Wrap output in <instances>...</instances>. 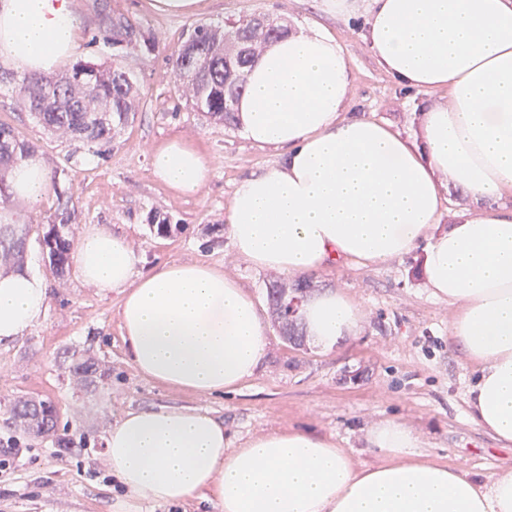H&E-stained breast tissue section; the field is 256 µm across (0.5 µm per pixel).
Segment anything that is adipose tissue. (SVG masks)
I'll list each match as a JSON object with an SVG mask.
<instances>
[{"mask_svg":"<svg viewBox=\"0 0 512 512\" xmlns=\"http://www.w3.org/2000/svg\"><path fill=\"white\" fill-rule=\"evenodd\" d=\"M73 0H0L8 65L38 74L76 57ZM401 87L432 93L417 134L346 117L351 73L340 43L318 27L267 44L235 105L242 133L278 149L276 163L242 180L225 217L235 257L302 277L338 263L381 264L423 249L421 278L453 309L449 339L472 369V422L512 445V0H370L362 33ZM447 99H440V92ZM156 177L183 196L211 175L208 158L174 139L152 155ZM460 189L478 206L442 223ZM51 190L44 161L12 171L14 198ZM80 279L121 296L130 364L169 389L236 392L262 364L267 328L237 279L202 261L139 272L125 235L96 224L79 236ZM49 286L0 271V343L23 336L48 307ZM307 335L333 347L359 334L364 313L341 290L305 300ZM381 460L357 465L332 437L279 430L237 444L199 407L129 410L105 438L106 463L137 499L204 500L217 512H512V470L485 479L429 457L398 420L370 427Z\"/></svg>","mask_w":512,"mask_h":512,"instance_id":"adipose-tissue-1","label":"adipose tissue"}]
</instances>
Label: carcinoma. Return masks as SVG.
Listing matches in <instances>:
<instances>
[{"label":"carcinoma","mask_w":512,"mask_h":512,"mask_svg":"<svg viewBox=\"0 0 512 512\" xmlns=\"http://www.w3.org/2000/svg\"><path fill=\"white\" fill-rule=\"evenodd\" d=\"M288 27L267 18L266 31L256 32L252 18L228 20L224 25L198 24L189 35L187 50L177 49L171 56L173 82L188 102L216 123L229 125L234 113L225 108L230 96H240L246 87V73L261 48L279 37ZM134 26L118 19L112 23V44L136 45ZM19 95L42 128L76 147H93L112 142L135 118L142 93L135 77L115 55L112 63L94 67L77 64L71 70L23 77ZM35 152L16 129L0 123V205L10 199L8 176L13 168ZM75 210L65 202L48 224L43 236L50 267L62 274L68 267L72 246L71 224ZM26 251V234L10 227L0 230V259L21 263ZM305 280L276 281L266 288V299L274 326L287 341L296 343L303 336L299 313L288 315L286 306L306 295ZM13 413L27 432L35 436L56 431L59 413L50 399L19 400Z\"/></svg>","instance_id":"cac0c4a2"}]
</instances>
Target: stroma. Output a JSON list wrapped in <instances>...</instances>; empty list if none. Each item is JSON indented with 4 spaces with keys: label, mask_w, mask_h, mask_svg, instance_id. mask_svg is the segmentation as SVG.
<instances>
[{
    "label": "stroma",
    "mask_w": 512,
    "mask_h": 512,
    "mask_svg": "<svg viewBox=\"0 0 512 512\" xmlns=\"http://www.w3.org/2000/svg\"><path fill=\"white\" fill-rule=\"evenodd\" d=\"M153 2L74 0L78 61L111 63L112 22L120 17L156 42L154 51L140 46L125 56L144 99L134 123L105 153L75 148L44 131L15 89V70L0 63V123L33 143L57 179L56 192L41 205L13 198L4 208L27 231L24 265L47 280L50 300L43 321L18 341L0 345V448L14 449L0 468V512H214L206 501L143 503L112 481L104 448L112 423L129 409L172 405L211 410L241 441L309 428L333 436L360 465L379 459L366 439L368 429L395 418L422 436L434 459L479 475L512 470V445L498 442L469 416L470 367L448 339L453 310L424 288L419 254L312 274L315 291L343 290L364 310L360 335L326 351L307 341L290 345L269 329L264 365L238 393L224 397L176 392L137 374L121 336L120 295L84 285L74 270L60 278L50 269L42 238L59 199L68 198L75 207L74 233L101 224L125 234L141 257L140 269L203 260L265 302L274 274L233 256L224 217L238 184L271 166L277 152L253 145L237 126L210 123L181 98L169 57L196 24L260 14L282 18L292 30H327L343 46L352 75L346 114L363 113L406 134L418 129L426 96L399 87L373 59L360 33L367 0H358L354 19L336 14L328 0H204L199 13L185 16L159 12ZM173 138L188 141L212 163V175L196 195L175 193L152 172L154 151ZM155 213L169 217L168 235H157L150 224ZM75 361L93 365L78 382L70 372ZM31 397L55 402L58 428L76 444L72 452L58 454L51 440L10 427L15 400Z\"/></svg>",
    "instance_id": "stroma-1"
}]
</instances>
